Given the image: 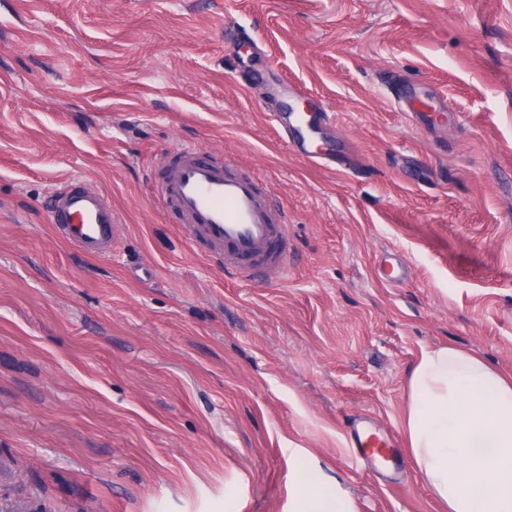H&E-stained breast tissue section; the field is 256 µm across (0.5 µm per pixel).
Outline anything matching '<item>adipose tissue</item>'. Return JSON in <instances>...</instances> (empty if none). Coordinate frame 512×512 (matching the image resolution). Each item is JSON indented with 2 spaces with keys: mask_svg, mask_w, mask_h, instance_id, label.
Here are the masks:
<instances>
[{
  "mask_svg": "<svg viewBox=\"0 0 512 512\" xmlns=\"http://www.w3.org/2000/svg\"><path fill=\"white\" fill-rule=\"evenodd\" d=\"M405 430L419 472L448 512H512V376L452 346L423 351L408 380ZM297 512H357L296 475Z\"/></svg>",
  "mask_w": 512,
  "mask_h": 512,
  "instance_id": "obj_1",
  "label": "adipose tissue"
}]
</instances>
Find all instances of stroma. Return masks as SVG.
Here are the masks:
<instances>
[{
	"label": "stroma",
	"mask_w": 512,
	"mask_h": 512,
	"mask_svg": "<svg viewBox=\"0 0 512 512\" xmlns=\"http://www.w3.org/2000/svg\"><path fill=\"white\" fill-rule=\"evenodd\" d=\"M303 103L344 145L320 165L271 121ZM183 143L267 183L283 278L225 275L158 201ZM70 177L110 256L51 224ZM445 344L512 373V0H0V512H295L300 471L446 512L403 428ZM49 213L57 233L84 254L101 257L112 249L116 216L99 189L65 182L52 195ZM356 447L360 448L362 455L368 460L376 461V455L385 454L390 467L397 472L403 473L401 465L395 459L392 451V442L386 438L379 437L376 433L361 435L355 433ZM368 452L370 454H368Z\"/></svg>",
	"instance_id": "obj_1"
}]
</instances>
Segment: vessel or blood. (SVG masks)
<instances>
[{"label": "vessel or blood", "instance_id": "vessel-or-blood-1", "mask_svg": "<svg viewBox=\"0 0 512 512\" xmlns=\"http://www.w3.org/2000/svg\"><path fill=\"white\" fill-rule=\"evenodd\" d=\"M161 202L174 210L190 238L243 281L256 273L288 270V223L269 192L243 174L231 158L214 161L193 144L177 146L156 185ZM57 233L84 254L107 255L116 216L99 189L82 182L59 186L49 201ZM361 452L391 457L390 440L356 435Z\"/></svg>", "mask_w": 512, "mask_h": 512}]
</instances>
